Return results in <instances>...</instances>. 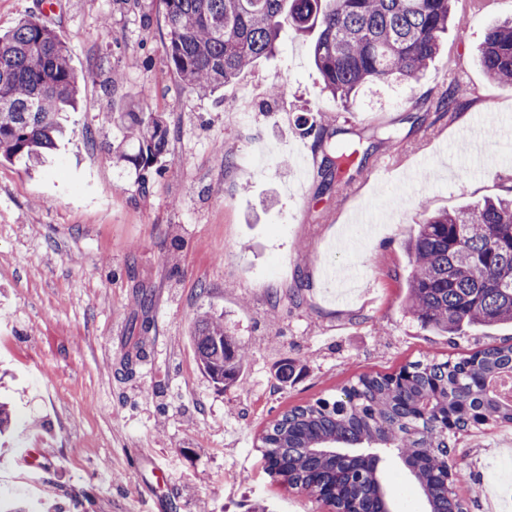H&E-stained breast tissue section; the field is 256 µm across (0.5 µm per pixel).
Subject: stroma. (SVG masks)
Segmentation results:
<instances>
[{"mask_svg":"<svg viewBox=\"0 0 512 512\" xmlns=\"http://www.w3.org/2000/svg\"><path fill=\"white\" fill-rule=\"evenodd\" d=\"M26 15L45 17L69 47L81 84L45 168L0 162V400L16 415L0 439V476L14 479L7 499L34 512H328L266 473L257 438L274 416L332 398L362 373L512 340L511 325L468 336L421 327L405 306L404 248L426 212L499 195L512 181V154L486 150V170L468 169L469 137L490 110L509 119L494 141L512 143V83L490 81L477 63L512 0H457L442 52L419 80L371 82L336 111V141L360 148L339 181L325 177L322 151L298 126L336 110L310 38L287 32L276 55L200 96L164 56L161 0H56L48 11L43 0H0V31ZM454 75L472 93L450 120L431 97ZM274 82L283 93L271 104ZM247 88L255 94L244 103ZM136 101L171 130L146 191L114 153L125 132L111 115ZM243 103L253 125L231 120ZM385 131L395 148L379 143ZM263 148L269 165L248 169ZM369 202L393 210L365 227L362 249L347 250ZM204 311L223 314L248 351L223 390L197 363L192 330ZM287 360L300 375L283 383L276 372ZM456 453L471 473L458 489L470 512H497L495 485L512 487V424L471 429ZM155 466L163 484L146 478ZM381 468L393 512H426L397 456ZM34 472L41 486L30 491L21 480Z\"/></svg>","mask_w":512,"mask_h":512,"instance_id":"stroma-1","label":"stroma"}]
</instances>
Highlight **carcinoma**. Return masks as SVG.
Listing matches in <instances>:
<instances>
[{
	"mask_svg": "<svg viewBox=\"0 0 512 512\" xmlns=\"http://www.w3.org/2000/svg\"><path fill=\"white\" fill-rule=\"evenodd\" d=\"M164 44L172 70L191 91L210 95L272 55L281 32L314 33L313 58L323 89L343 110L361 87L398 76L415 79L435 60L455 0H161ZM478 64L486 77L512 83V18L487 29ZM79 79L70 51L43 20L22 18L0 34V156L26 169L45 162L63 133V113L76 109ZM471 88L455 81L434 94L435 111L453 117ZM126 130L119 159L148 186L169 151L165 118L133 104L112 114ZM298 125L342 177L358 149L331 140L329 126L306 117ZM412 267L405 303L421 324L461 336L512 324V184L502 193L427 217L408 243ZM201 371L214 387L237 381L246 350L228 337L224 317L196 321ZM512 376V344L489 345L452 361L425 356L391 374L366 373L334 399L286 410L258 437L269 474L304 490L334 512H378L390 503L380 472L355 451L420 459L411 478L428 512H468L455 489L467 465L452 453L477 425L512 423V399L493 382Z\"/></svg>",
	"mask_w": 512,
	"mask_h": 512,
	"instance_id": "1",
	"label": "carcinoma"
}]
</instances>
